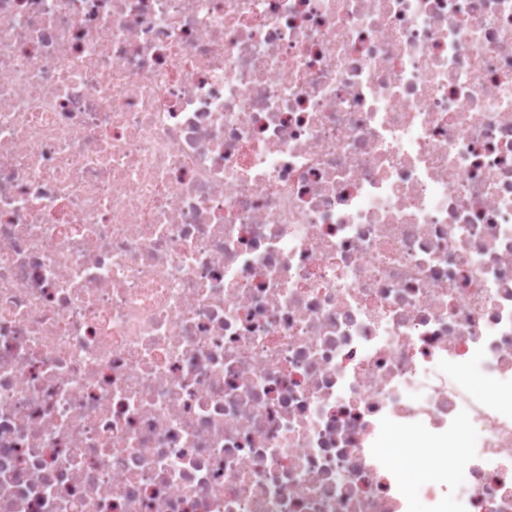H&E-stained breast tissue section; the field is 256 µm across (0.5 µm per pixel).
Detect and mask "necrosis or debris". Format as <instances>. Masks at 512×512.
I'll list each match as a JSON object with an SVG mask.
<instances>
[{"mask_svg": "<svg viewBox=\"0 0 512 512\" xmlns=\"http://www.w3.org/2000/svg\"><path fill=\"white\" fill-rule=\"evenodd\" d=\"M416 503L512 512V0H0V512ZM383 446L384 445H382V448ZM383 450L386 454H388L391 457L392 462L403 471L404 478L408 483L414 484L419 479L424 478L425 473H423L420 468H418L413 462L410 461V455H407L405 448H399V445L388 443L383 448ZM388 458L389 457H387V459ZM410 458L418 465L417 461L412 456H410Z\"/></svg>", "mask_w": 512, "mask_h": 512, "instance_id": "1", "label": "necrosis or debris"}]
</instances>
